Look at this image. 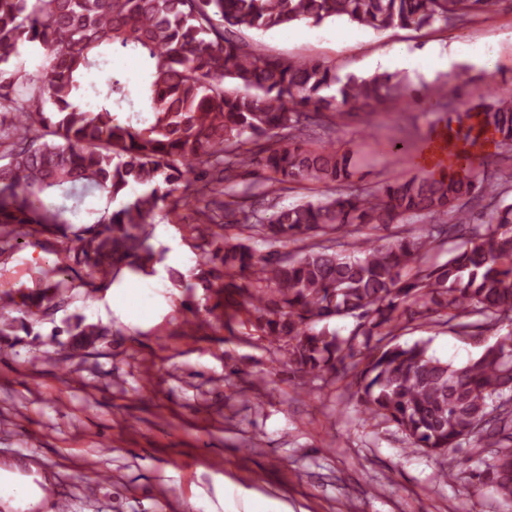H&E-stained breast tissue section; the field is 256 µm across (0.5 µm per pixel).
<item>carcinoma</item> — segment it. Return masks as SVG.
Segmentation results:
<instances>
[{
    "instance_id": "cac0c4a2",
    "label": "carcinoma",
    "mask_w": 512,
    "mask_h": 512,
    "mask_svg": "<svg viewBox=\"0 0 512 512\" xmlns=\"http://www.w3.org/2000/svg\"><path fill=\"white\" fill-rule=\"evenodd\" d=\"M499 0H0V231L17 240L29 228L75 242L74 260L90 279L126 268L151 275L166 250L150 243L148 218L176 211L179 186L216 169L260 171L279 185L312 181L331 193L290 204L268 217L234 189L196 210L197 239L228 225L254 229L275 245L312 239L294 256L257 253L243 240L198 254L199 280L227 295L235 313L255 318L275 362L313 382L348 380L356 416L394 424L415 448L440 457L473 440L491 458L442 476L491 485L512 503V331L489 341L486 326L512 325V171L482 177L476 158L456 155L440 176L414 175L365 193L349 192L352 155L308 138L334 130L380 104L423 97L452 104L465 83L414 92L398 72L340 77L326 61L264 53L227 35L232 27L267 32L306 21L344 20L374 31L455 26L495 11ZM38 47L49 65L34 75L13 66ZM138 58L139 81L107 66L113 53ZM100 73L87 87L84 75ZM448 140L475 144L488 132L512 151V88L487 105L448 113ZM107 206L76 225L96 192ZM489 200L484 232L425 267L432 244L472 223L467 208ZM420 222L428 235L388 240L367 231ZM349 236L338 248L329 237ZM68 268L49 287L68 288ZM353 318L347 336L330 328ZM443 321L476 352L460 363L430 352L429 342H393L417 321ZM104 330L77 323L72 345Z\"/></svg>"
}]
</instances>
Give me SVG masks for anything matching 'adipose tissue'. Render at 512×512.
<instances>
[{
	"label": "adipose tissue",
	"mask_w": 512,
	"mask_h": 512,
	"mask_svg": "<svg viewBox=\"0 0 512 512\" xmlns=\"http://www.w3.org/2000/svg\"><path fill=\"white\" fill-rule=\"evenodd\" d=\"M491 50L487 44H459L449 46L429 44L411 51L407 47L398 46L388 54L364 61L360 68L366 73L375 70L407 69L418 70L425 75H432L437 70H452L455 63L466 61L479 67L489 66ZM43 492L32 477L16 471L0 469V501L15 508L16 512H29L42 500Z\"/></svg>",
	"instance_id": "obj_1"
}]
</instances>
